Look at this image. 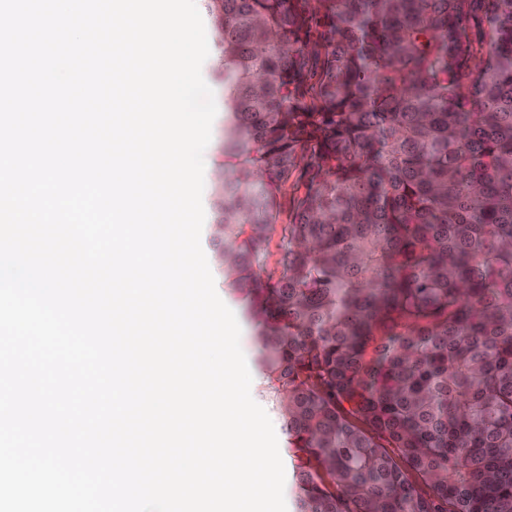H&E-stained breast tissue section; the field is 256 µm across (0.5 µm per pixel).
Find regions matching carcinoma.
<instances>
[{
  "label": "carcinoma",
  "mask_w": 512,
  "mask_h": 512,
  "mask_svg": "<svg viewBox=\"0 0 512 512\" xmlns=\"http://www.w3.org/2000/svg\"><path fill=\"white\" fill-rule=\"evenodd\" d=\"M204 5L209 261L294 512H512V0ZM196 5H197V8L202 16L205 30H206V35H207V40H208V45H209L208 58L210 56H213V58L215 60L214 67L207 69L208 74H207V79L205 80L206 83L212 88V90L214 92L215 101H216V105H217V115L212 124L211 141L204 152V161L208 160L212 163L213 156L216 153V149L218 147V143L220 140L222 127L224 126V88L216 85L212 79V75H213L212 71H215L221 67L219 53H217L214 48V43H215V41L213 40L214 39V35H213L214 28L211 25V23L208 22V20L206 18L204 19V17H203V13H204L203 2L201 0H196ZM213 54L217 55V57L219 59V64H218L216 57ZM217 64H218V66H217ZM210 73H211V77H210ZM209 267L211 269V272H212L214 280H215V287H216V291H217L218 295L221 297V299L224 301V303L234 311V313L238 319V322L240 324V327H241L240 343H241L242 350L245 354L249 370L252 375V385H251L252 397L258 404H260L266 410V412L268 413L269 417L271 418V420L273 422L275 432L277 435V439H278L280 455L288 467V472H285L284 496H285V501H286V506H287V512H291L293 510V497H292L291 476L289 473V466H288V457L285 452L286 437L282 430V422H281V419H280L278 413L275 410H273L271 403H268L267 400H265L264 398H262L260 396V378H259L258 370H257V368L254 364V360H253L255 353H256V351H255L256 346H255V341L253 338L254 327L245 318V316L242 312V309L238 304L224 298V292L220 286L221 279L210 264H209ZM218 278L220 280V284H219ZM256 373H257V375H256Z\"/></svg>",
  "instance_id": "obj_1"
}]
</instances>
